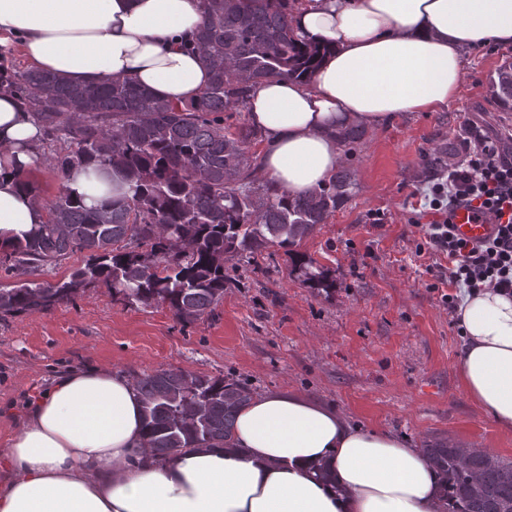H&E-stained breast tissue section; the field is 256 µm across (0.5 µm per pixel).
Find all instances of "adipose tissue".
Returning a JSON list of instances; mask_svg holds the SVG:
<instances>
[{
	"mask_svg": "<svg viewBox=\"0 0 512 512\" xmlns=\"http://www.w3.org/2000/svg\"><path fill=\"white\" fill-rule=\"evenodd\" d=\"M202 11V0H0V48L73 83L129 78L182 105L210 80L181 46ZM292 15L297 35L326 52L310 78L257 84L248 108L264 137L262 173L293 195L335 173L339 127L439 110L466 48L512 45V0H294ZM41 137L23 100L0 94V244L46 220L24 183ZM457 315L460 388L512 429V297L467 294ZM141 406L111 369L57 375L0 456V512H442L418 449L301 395L254 397L227 443L163 458L147 446Z\"/></svg>",
	"mask_w": 512,
	"mask_h": 512,
	"instance_id": "obj_1",
	"label": "adipose tissue"
}]
</instances>
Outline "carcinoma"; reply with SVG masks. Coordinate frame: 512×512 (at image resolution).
Segmentation results:
<instances>
[{
	"instance_id": "obj_1",
	"label": "carcinoma",
	"mask_w": 512,
	"mask_h": 512,
	"mask_svg": "<svg viewBox=\"0 0 512 512\" xmlns=\"http://www.w3.org/2000/svg\"><path fill=\"white\" fill-rule=\"evenodd\" d=\"M203 2L193 48L211 80L189 104L166 103L119 77L73 84L36 68L0 71V90L24 97L44 129L61 179L95 164L88 177L116 174L131 186V195L99 206L65 188L46 205L45 223L25 240L1 245L0 264L13 267L55 266L84 255L64 281L1 287V315L48 310L103 283L125 302L161 303L183 322L198 320L224 298L230 257L273 246L289 252L352 196L353 173L344 164L325 186L303 195L272 188L251 153L261 133L245 121L224 127V113L247 108L250 84L310 76L318 48L298 37L278 0H256L249 11L238 0ZM488 100L512 111V61L488 79ZM365 136L360 124L337 131L350 151ZM455 152L451 143L438 146L422 165L442 169ZM294 260L310 287H325L311 260ZM136 388L148 448L158 453L227 442L251 398L236 381L173 369L143 376ZM423 452L439 476L445 512H512V461L482 450L464 461L453 444Z\"/></svg>"
}]
</instances>
